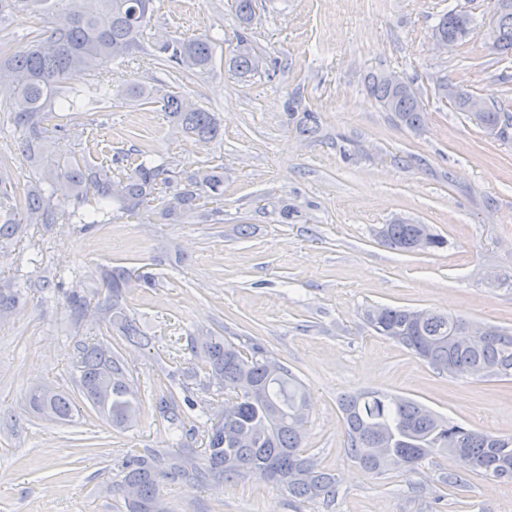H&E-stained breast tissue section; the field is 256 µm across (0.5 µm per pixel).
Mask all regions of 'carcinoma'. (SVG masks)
<instances>
[{"instance_id": "1", "label": "carcinoma", "mask_w": 512, "mask_h": 512, "mask_svg": "<svg viewBox=\"0 0 512 512\" xmlns=\"http://www.w3.org/2000/svg\"><path fill=\"white\" fill-rule=\"evenodd\" d=\"M242 28L235 33L236 48L229 66L240 73L259 71L264 59L253 47L249 26L255 18V0H235ZM16 10H28L41 21L29 47L0 58V90L13 127L19 132L23 153L37 170L38 179L20 204L28 224H110L114 211L128 217L150 213L163 224H183L190 218L207 219L222 213L224 167L201 165L185 175L151 150L137 151L133 166L114 173L70 155L56 159L52 145L77 138L79 124L72 119L48 129L45 122L57 112L79 110L81 90L70 81L95 77L100 102L110 98L109 80L102 75L110 62L125 60L141 47L153 12V0H0V20ZM473 20L452 9L440 15L433 36L456 43L473 34ZM492 52L512 58V10L494 14ZM215 42L207 34L166 36L157 41L154 67L178 74L204 73L214 62ZM435 96L450 101L460 112L470 111L474 95L448 78L436 81ZM130 92L145 104H161L175 128L200 144L222 135L214 113L186 95H158L145 85ZM371 93L397 121L416 130L424 121L423 102L412 84L387 83L382 74L372 77ZM512 115L485 105L477 126L501 132ZM0 163V243L14 240L20 224L5 210L10 178ZM379 240L404 252L439 249L445 240L428 224L394 221L376 232ZM150 283V277L116 266L101 276L95 305L74 290L70 315L79 325L95 309L105 325L126 341L146 346L150 337L137 324L125 304L131 280ZM19 289L15 280L0 278V318L15 306ZM377 335L390 339L453 377L468 374L512 380V334L491 326L481 336L471 335L476 323L431 311L422 322L405 307L372 305L362 314ZM213 395L224 397L219 420L202 430V461L190 448L181 454L130 455L120 481L126 512H170L160 486L169 477L224 481L255 474L288 492L294 503L336 498V478L321 467L304 445L308 422V395L303 383L286 366L274 365L256 341L235 344L209 331L186 337ZM76 388L81 400L116 429H125L140 412L139 390L124 360L104 337L92 338L81 350ZM29 406L45 418L66 423L81 413L76 400L49 387L31 391ZM347 436V453L363 469L381 473L390 468L415 469L431 455L454 448L456 463L465 471L512 482V435L471 428L439 416L423 404L378 391L346 394L339 400ZM155 412L160 423L175 430L181 416L172 397L159 395ZM377 448L375 455L366 453Z\"/></svg>"}]
</instances>
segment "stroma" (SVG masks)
<instances>
[{"mask_svg": "<svg viewBox=\"0 0 512 512\" xmlns=\"http://www.w3.org/2000/svg\"><path fill=\"white\" fill-rule=\"evenodd\" d=\"M494 0H257L252 38L266 70L242 76L227 60L238 28L234 0H155L152 33L216 37L214 66L178 77L154 68L151 41L112 62V83L182 92L224 125L222 139L188 152L157 105L118 96L102 108L83 94L75 148L95 165L149 149L191 170L224 168V221L28 225L0 250V274L22 296L0 320V512H123L113 485L130 450L160 455L179 444L157 420L152 397L175 398L187 428L217 414L185 338L206 328L262 344L308 390L305 445L336 477L330 505L303 512H512V482L470 472L462 488L436 455L415 470L371 473L350 459L338 399L387 392L449 420L512 434V380L451 378L362 319L370 305L434 309L512 332V127L492 134L435 97L436 79L512 113V63L486 48ZM469 11L477 29L447 49L439 14ZM399 75L424 104L416 131L396 124L371 96L369 75ZM315 118L303 133L304 113ZM293 215L280 223L277 206ZM428 224L446 244L404 253L374 231L395 218ZM123 265L154 275L126 305L148 346L113 335L140 389L143 410L124 430L91 408L60 425L28 406L47 384L73 392L80 340L108 334L96 313L74 326L65 294L94 297L102 273ZM161 495L171 512H296L287 493L254 476L219 484L175 478Z\"/></svg>", "mask_w": 512, "mask_h": 512, "instance_id": "obj_1", "label": "stroma"}]
</instances>
